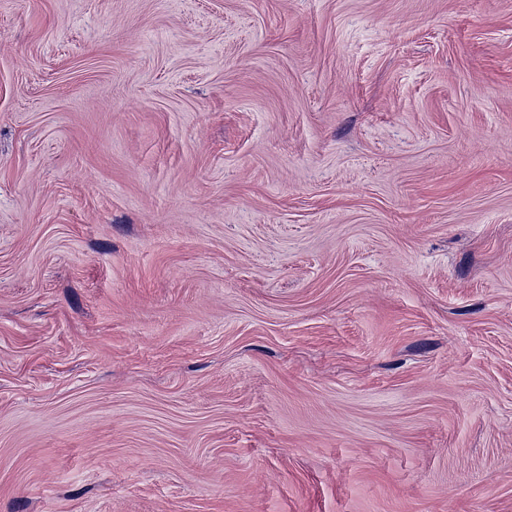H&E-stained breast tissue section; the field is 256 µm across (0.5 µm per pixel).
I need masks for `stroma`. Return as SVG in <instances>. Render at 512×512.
Returning a JSON list of instances; mask_svg holds the SVG:
<instances>
[{
    "label": "stroma",
    "mask_w": 512,
    "mask_h": 512,
    "mask_svg": "<svg viewBox=\"0 0 512 512\" xmlns=\"http://www.w3.org/2000/svg\"><path fill=\"white\" fill-rule=\"evenodd\" d=\"M0 512H512V0H0Z\"/></svg>",
    "instance_id": "stroma-1"
}]
</instances>
